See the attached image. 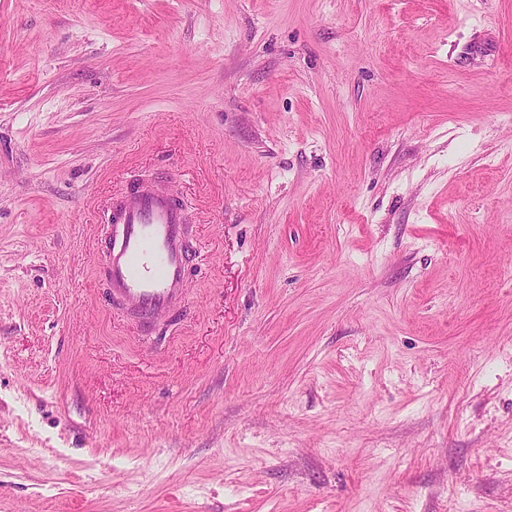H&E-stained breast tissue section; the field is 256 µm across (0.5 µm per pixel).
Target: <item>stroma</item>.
<instances>
[{
  "label": "stroma",
  "instance_id": "stroma-1",
  "mask_svg": "<svg viewBox=\"0 0 512 512\" xmlns=\"http://www.w3.org/2000/svg\"><path fill=\"white\" fill-rule=\"evenodd\" d=\"M0 512H512V0H0ZM105 278L111 303L150 329L180 310L193 260L187 207L171 192L137 183L107 211Z\"/></svg>",
  "mask_w": 512,
  "mask_h": 512
}]
</instances>
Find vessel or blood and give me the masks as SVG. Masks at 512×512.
Instances as JSON below:
<instances>
[{
    "instance_id": "obj_1",
    "label": "vessel or blood",
    "mask_w": 512,
    "mask_h": 512,
    "mask_svg": "<svg viewBox=\"0 0 512 512\" xmlns=\"http://www.w3.org/2000/svg\"><path fill=\"white\" fill-rule=\"evenodd\" d=\"M107 224L105 278L112 304L147 329L177 315L193 259L184 202L138 183L113 199Z\"/></svg>"
}]
</instances>
